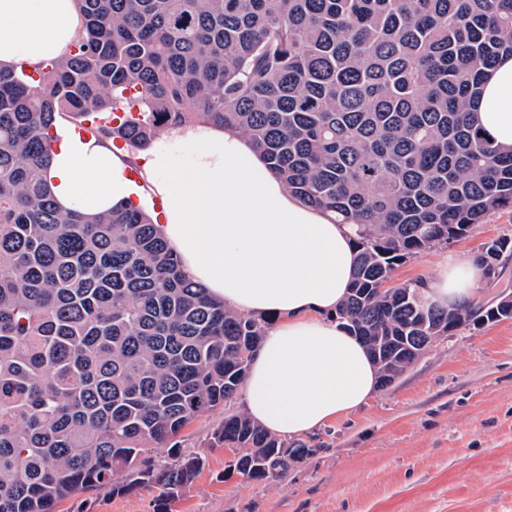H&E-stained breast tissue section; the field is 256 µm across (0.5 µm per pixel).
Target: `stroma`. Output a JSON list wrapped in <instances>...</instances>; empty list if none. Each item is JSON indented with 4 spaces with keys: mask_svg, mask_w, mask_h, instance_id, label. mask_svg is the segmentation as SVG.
<instances>
[{
    "mask_svg": "<svg viewBox=\"0 0 512 512\" xmlns=\"http://www.w3.org/2000/svg\"><path fill=\"white\" fill-rule=\"evenodd\" d=\"M512 238V208L454 243L478 254ZM197 417L179 434L203 472L169 512H512V319L464 323L440 337L361 408L301 435L313 455L280 477L224 473L227 455L209 438L225 411ZM156 493L86 494L55 512H154Z\"/></svg>",
    "mask_w": 512,
    "mask_h": 512,
    "instance_id": "1",
    "label": "stroma"
}]
</instances>
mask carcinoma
<instances>
[{"label": "carcinoma", "instance_id": "carcinoma-1", "mask_svg": "<svg viewBox=\"0 0 512 512\" xmlns=\"http://www.w3.org/2000/svg\"><path fill=\"white\" fill-rule=\"evenodd\" d=\"M79 2L65 58L0 68V512L141 488L168 512L205 466L178 434L237 396L238 351L269 324L189 280L141 209L62 212L44 179L59 119L138 150L177 124L245 135L290 193L350 226L358 264L336 320L383 388L456 325L512 319L423 309L422 281L379 291L512 207V151L470 112L486 70L512 55V0ZM477 261L500 279L512 241ZM212 445L234 449L224 474L256 481L315 452L241 413ZM150 446L171 461L155 466Z\"/></svg>", "mask_w": 512, "mask_h": 512}]
</instances>
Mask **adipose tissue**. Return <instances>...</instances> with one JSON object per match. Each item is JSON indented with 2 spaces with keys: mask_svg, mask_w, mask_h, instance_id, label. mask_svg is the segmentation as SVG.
<instances>
[{
  "mask_svg": "<svg viewBox=\"0 0 512 512\" xmlns=\"http://www.w3.org/2000/svg\"><path fill=\"white\" fill-rule=\"evenodd\" d=\"M83 29L77 0H0V66L64 56ZM473 110L488 139L512 148V57L489 71ZM54 134L46 176L62 210L151 203L187 277L240 314L276 316L243 385L253 421L288 439L375 393V364L334 316L356 265L350 227L293 196L246 137L212 123L171 126L135 155L62 120ZM480 277L473 255L444 253L427 296L471 305Z\"/></svg>",
  "mask_w": 512,
  "mask_h": 512,
  "instance_id": "adipose-tissue-1",
  "label": "adipose tissue"
}]
</instances>
